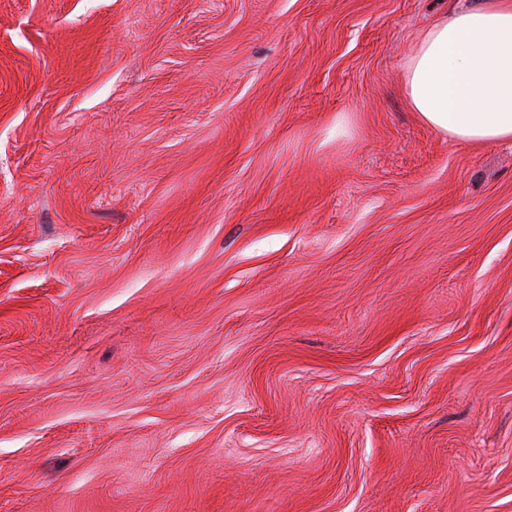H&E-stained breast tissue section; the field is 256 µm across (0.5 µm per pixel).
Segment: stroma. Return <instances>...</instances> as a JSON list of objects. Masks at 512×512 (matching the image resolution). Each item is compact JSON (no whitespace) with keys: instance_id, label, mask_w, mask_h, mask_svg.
I'll return each mask as SVG.
<instances>
[{"instance_id":"stroma-1","label":"stroma","mask_w":512,"mask_h":512,"mask_svg":"<svg viewBox=\"0 0 512 512\" xmlns=\"http://www.w3.org/2000/svg\"><path fill=\"white\" fill-rule=\"evenodd\" d=\"M451 0H0V512H512V143L424 124Z\"/></svg>"}]
</instances>
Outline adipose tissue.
I'll list each match as a JSON object with an SVG mask.
<instances>
[{
    "label": "adipose tissue",
    "instance_id": "obj_1",
    "mask_svg": "<svg viewBox=\"0 0 512 512\" xmlns=\"http://www.w3.org/2000/svg\"><path fill=\"white\" fill-rule=\"evenodd\" d=\"M404 70L407 101L433 129L471 144L512 141V0H461Z\"/></svg>",
    "mask_w": 512,
    "mask_h": 512
}]
</instances>
